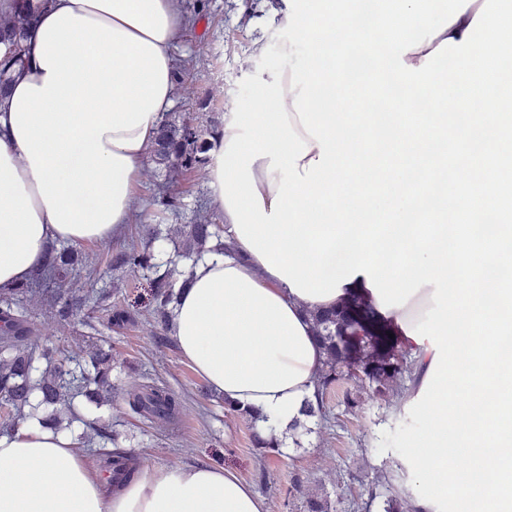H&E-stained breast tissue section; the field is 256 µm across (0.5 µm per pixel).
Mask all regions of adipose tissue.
Masks as SVG:
<instances>
[{"label": "adipose tissue", "mask_w": 512, "mask_h": 512, "mask_svg": "<svg viewBox=\"0 0 512 512\" xmlns=\"http://www.w3.org/2000/svg\"><path fill=\"white\" fill-rule=\"evenodd\" d=\"M301 67L256 75L228 105L207 170L230 250L174 311L184 359L258 409L277 439L314 399L312 312L357 295L420 368L416 512H512V0H270ZM182 0H39L27 60L0 100V287L46 245L115 240L173 105ZM366 112H336V97ZM464 398L449 403L450 393ZM468 472L448 469L449 453ZM0 512H268L212 465L139 464L120 487L70 434L0 436Z\"/></svg>", "instance_id": "1"}]
</instances>
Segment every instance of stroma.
<instances>
[{"instance_id": "stroma-1", "label": "stroma", "mask_w": 512, "mask_h": 512, "mask_svg": "<svg viewBox=\"0 0 512 512\" xmlns=\"http://www.w3.org/2000/svg\"><path fill=\"white\" fill-rule=\"evenodd\" d=\"M184 9L195 13L196 20L173 47L177 60L190 63L188 75L176 86L174 111L204 110L220 122L226 102L256 109L252 73L287 68V59L272 51L253 57L241 45L239 0H184ZM162 181L161 172L147 165L138 187L140 210L126 236L81 245V252L95 262L97 274L94 282H74L77 292L91 286L109 288L112 274L105 258L137 240L139 225L194 223L198 202L209 197L205 173H196L191 183L174 184V191L184 194V206L176 212H164L156 200ZM139 279L136 273L124 277L132 286L129 301L135 324L102 332L114 347L113 377L126 389L153 382L173 390L182 400L181 428L173 433L143 423L125 397L116 396L98 414L117 430L122 449L157 466L205 464L230 470L264 499L268 512H303L306 498L318 493L327 495L330 512H380L371 499L372 480L390 469L399 473L409 498L431 494V487L420 484L411 472L415 442L426 430L423 408L402 410L385 404L353 379L337 384L325 417L309 418L298 439H284L278 455L263 457L253 444L250 423L224 410L217 394L182 358L173 338L162 336L145 315L147 291L139 287ZM29 308L38 343L56 345L67 358L79 359L92 350L84 327L59 322L40 297H32ZM349 389L360 397L352 410L343 401Z\"/></svg>"}]
</instances>
